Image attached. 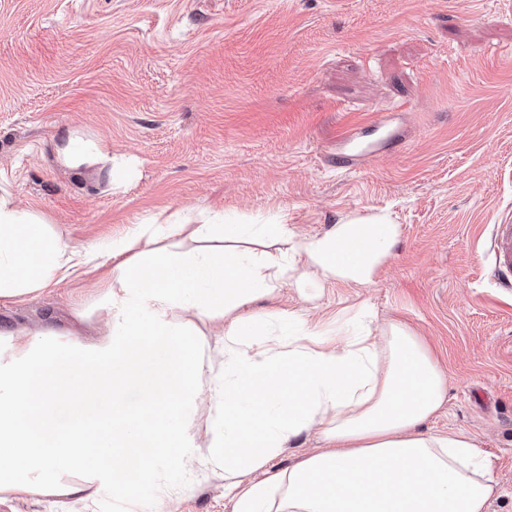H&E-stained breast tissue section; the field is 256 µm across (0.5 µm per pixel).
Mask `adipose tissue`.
Here are the masks:
<instances>
[{
    "label": "adipose tissue",
    "instance_id": "obj_1",
    "mask_svg": "<svg viewBox=\"0 0 512 512\" xmlns=\"http://www.w3.org/2000/svg\"><path fill=\"white\" fill-rule=\"evenodd\" d=\"M363 225L366 241L348 256L350 221L298 241L284 224H240L231 215L198 224L184 209L107 249H77L0 190V301L58 285L77 267H106L112 338L94 349L57 348L0 327L11 349L0 359V494L83 500L107 483L132 502L135 479L152 477L164 460L223 471L234 512H488L495 485L474 439L422 429L445 399L447 379L418 336L398 322L379 337L363 323L321 332L299 310L282 313L276 333L261 338L240 313L274 292L295 259L325 280L372 283L397 228L384 217ZM162 232L168 244H160ZM185 238L270 240L282 249L179 250ZM196 318L223 327L219 361L202 362L189 330ZM160 348L164 366L128 408L127 389ZM206 373L214 426L199 444L187 414ZM313 429L322 448L271 472Z\"/></svg>",
    "mask_w": 512,
    "mask_h": 512
}]
</instances>
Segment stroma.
<instances>
[{
  "mask_svg": "<svg viewBox=\"0 0 512 512\" xmlns=\"http://www.w3.org/2000/svg\"><path fill=\"white\" fill-rule=\"evenodd\" d=\"M384 117L402 144L371 127ZM361 125L354 170L340 137ZM126 166L61 165L62 136ZM0 188L76 246L153 217L283 218L301 238L389 215L373 283L294 271L245 308L258 327L307 309L419 336L448 380L424 431L473 437L512 512V290L489 275V227L512 221V0H0ZM105 272L0 304V325L100 343ZM171 512H233L197 473Z\"/></svg>",
  "mask_w": 512,
  "mask_h": 512,
  "instance_id": "obj_1",
  "label": "stroma"
}]
</instances>
